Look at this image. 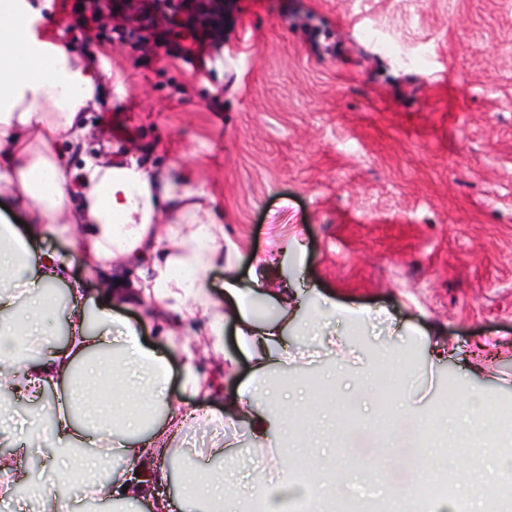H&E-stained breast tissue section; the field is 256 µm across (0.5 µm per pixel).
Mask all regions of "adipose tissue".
<instances>
[{
    "label": "adipose tissue",
    "mask_w": 512,
    "mask_h": 512,
    "mask_svg": "<svg viewBox=\"0 0 512 512\" xmlns=\"http://www.w3.org/2000/svg\"><path fill=\"white\" fill-rule=\"evenodd\" d=\"M51 8L52 0H0V205L12 216L0 225V440L48 447L24 503L30 512H61L57 490L76 481L96 502L225 512L232 500L216 470L230 459L223 442L207 449L189 487L172 496L163 487L182 470L171 447L187 422L242 421L262 440L266 469L280 474L254 481L246 512H282L297 486L284 477L288 405L268 381L288 362L291 300L280 293L277 315L261 318L253 302L264 296L271 267L261 265L246 282L228 276L224 297L236 307L235 336L253 376L222 411L187 410L168 398L166 355L144 345L138 328L114 310L145 302L150 318L171 310L187 325L207 316L212 348L223 353L224 311L211 301L205 274L224 263V226L188 175L105 153L83 155L76 167L67 162L66 148L89 132L87 112L109 105L111 90L47 23ZM63 233L85 276L47 247ZM61 295L68 302L66 340L31 347L26 338L39 332V313L55 308ZM105 378L120 390L116 416L103 418L93 391ZM23 399L34 410L19 431L12 404ZM116 456L136 465L137 483L111 469Z\"/></svg>",
    "instance_id": "ef3b65f1"
}]
</instances>
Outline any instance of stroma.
Returning a JSON list of instances; mask_svg holds the SVG:
<instances>
[{"mask_svg":"<svg viewBox=\"0 0 512 512\" xmlns=\"http://www.w3.org/2000/svg\"><path fill=\"white\" fill-rule=\"evenodd\" d=\"M75 46L112 75L88 151L189 172L222 209L232 266L208 272L211 300L223 303L227 276L271 259L272 291L327 310L318 335L290 337L277 374L290 399L328 396L289 415V451L336 448L335 466L355 473L381 459L369 486L392 503L422 474L379 414L408 409L441 418L403 427L437 460L428 479L462 500L493 481L472 463L512 453L492 411L512 406V0H228L224 47L199 70ZM120 313L167 354L172 400L183 393L171 328L196 345L214 408L247 379L248 363H229L233 314L218 355L207 317L185 325L171 312L161 326L135 305ZM435 342L447 360H428ZM393 350L402 376L385 399L372 384Z\"/></svg>","mask_w":512,"mask_h":512,"instance_id":"35a3bbf8","label":"stroma"}]
</instances>
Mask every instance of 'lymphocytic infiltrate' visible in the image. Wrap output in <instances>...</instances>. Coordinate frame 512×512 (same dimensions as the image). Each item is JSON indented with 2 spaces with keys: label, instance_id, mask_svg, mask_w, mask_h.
<instances>
[{
  "label": "lymphocytic infiltrate",
  "instance_id": "obj_1",
  "mask_svg": "<svg viewBox=\"0 0 512 512\" xmlns=\"http://www.w3.org/2000/svg\"><path fill=\"white\" fill-rule=\"evenodd\" d=\"M169 0H137L128 25L114 23L120 0H62L69 31L87 42L129 48L139 59L170 58L193 68L206 65V58L219 51L223 32L194 31L185 11L169 7Z\"/></svg>",
  "mask_w": 512,
  "mask_h": 512
}]
</instances>
